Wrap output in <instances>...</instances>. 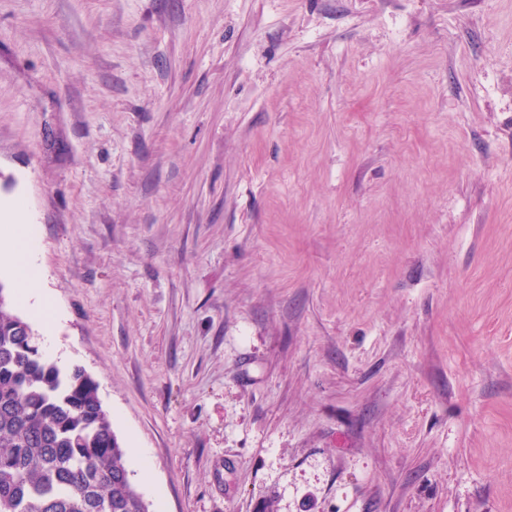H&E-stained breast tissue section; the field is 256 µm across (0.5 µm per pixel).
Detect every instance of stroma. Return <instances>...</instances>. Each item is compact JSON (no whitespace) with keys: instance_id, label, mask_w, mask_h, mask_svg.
Masks as SVG:
<instances>
[{"instance_id":"35a3bbf8","label":"stroma","mask_w":512,"mask_h":512,"mask_svg":"<svg viewBox=\"0 0 512 512\" xmlns=\"http://www.w3.org/2000/svg\"><path fill=\"white\" fill-rule=\"evenodd\" d=\"M151 512H512V0H0V204Z\"/></svg>"}]
</instances>
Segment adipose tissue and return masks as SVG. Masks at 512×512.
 Returning <instances> with one entry per match:
<instances>
[{"label": "adipose tissue", "instance_id": "ef3b65f1", "mask_svg": "<svg viewBox=\"0 0 512 512\" xmlns=\"http://www.w3.org/2000/svg\"><path fill=\"white\" fill-rule=\"evenodd\" d=\"M41 239L23 200L0 208V263L15 276L18 300L42 324L44 345L59 360H67L56 335L59 311L43 286Z\"/></svg>", "mask_w": 512, "mask_h": 512}]
</instances>
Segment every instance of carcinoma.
<instances>
[{
    "label": "carcinoma",
    "instance_id": "carcinoma-1",
    "mask_svg": "<svg viewBox=\"0 0 512 512\" xmlns=\"http://www.w3.org/2000/svg\"><path fill=\"white\" fill-rule=\"evenodd\" d=\"M0 512H150L97 383L42 355L2 284Z\"/></svg>",
    "mask_w": 512,
    "mask_h": 512
}]
</instances>
